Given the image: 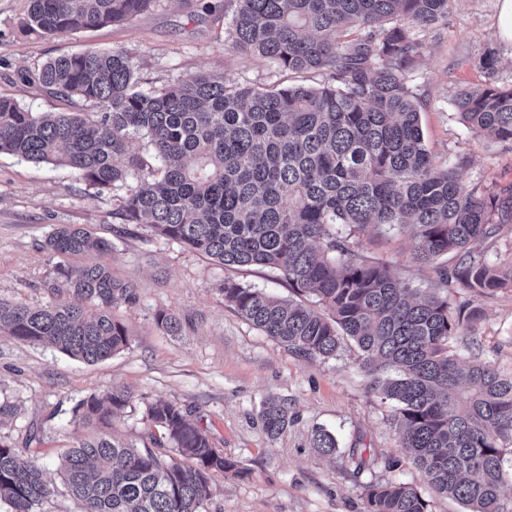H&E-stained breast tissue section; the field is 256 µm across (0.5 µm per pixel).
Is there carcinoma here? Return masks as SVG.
Here are the masks:
<instances>
[{
	"label": "carcinoma",
	"mask_w": 512,
	"mask_h": 512,
	"mask_svg": "<svg viewBox=\"0 0 512 512\" xmlns=\"http://www.w3.org/2000/svg\"><path fill=\"white\" fill-rule=\"evenodd\" d=\"M31 2L25 26L55 37L127 22L153 0ZM236 2L233 49L328 81L261 87L202 72L143 92L128 53L89 49L49 60L37 80L53 97L97 103L98 118L28 112L0 97V153L63 164L96 193H119L114 216L124 224H147L224 266L279 271L323 312L232 280L221 288L224 303L308 359L332 358L342 341H353L371 385L395 403L400 447L427 483L468 512H512L502 502L512 477L505 467L512 378L448 351L469 319L451 299L512 284V270L473 253L475 242L512 221V200L468 189L458 173L463 159L436 163L409 84L424 49L420 33L447 16L448 0ZM347 30L357 39L340 41ZM480 65L489 80L459 90L457 114L474 135L512 144V86L498 84L496 53ZM134 136L148 139L159 169L130 150ZM404 228L417 261L455 258L437 267L428 290L351 249L354 235ZM46 249L73 257L112 246L59 224ZM55 290L67 300L40 308L0 300V336L89 363L127 347L128 330L112 319V306L133 301L134 287L114 279L108 265H61ZM132 398L117 389L91 394L73 417L104 425ZM146 417L159 432L150 448L100 433L65 453L66 486L83 512H205L213 475L234 464L176 404L152 403ZM259 417L273 439L288 426V403L270 397ZM312 445L336 454L326 431H316ZM51 492L37 459L0 443V502L36 512ZM365 499V512H427L405 483L370 486Z\"/></svg>",
	"instance_id": "obj_1"
}]
</instances>
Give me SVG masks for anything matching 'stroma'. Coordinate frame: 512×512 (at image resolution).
<instances>
[{
	"mask_svg": "<svg viewBox=\"0 0 512 512\" xmlns=\"http://www.w3.org/2000/svg\"><path fill=\"white\" fill-rule=\"evenodd\" d=\"M29 0H0V97L32 112H81L96 119L99 105L53 98L19 72H38L52 58L97 50L129 52L142 89H161L202 72L230 83H322L319 75H291L274 64L229 48L224 41L234 5L209 13L204 0H154L135 18L74 35L45 37L26 29ZM498 0H451L448 17L427 30L425 50L410 75L425 141L437 162L466 158L463 183L482 193L512 188V145L480 139L458 119L454 98L484 85L481 56L495 51L499 81L512 84V44L496 35ZM112 192L95 193L70 168L35 164L0 154V299L33 307L54 303L57 259L45 248L55 225L86 227L112 244L106 257L116 280L136 298L113 306L130 343L111 358L86 363L58 351L0 337V398L17 407L0 423V443L36 458L54 487L37 512H81L63 487L62 454L87 428L73 418L77 403L114 387L133 404L112 421L114 435L147 444L149 404L166 400L189 410L215 448L236 462L214 475L206 512H364L368 486L402 482L418 489L428 512H465L438 493L400 446L394 403L368 385L360 351L343 342L335 357L308 359L267 336L225 305L220 290L230 279L289 299L277 273L259 266H224L185 245L157 236L145 224L114 217ZM367 260L391 262L407 281L424 287L433 268L412 257L410 230L364 238ZM479 316L467 334L452 337L451 353L490 363L512 377V288L469 294ZM181 323L172 336L157 314ZM270 396L287 399L292 419L268 438L258 414ZM335 435V456L311 446L315 428Z\"/></svg>",
	"mask_w": 512,
	"mask_h": 512,
	"instance_id": "35a3bbf8",
	"label": "stroma"
}]
</instances>
